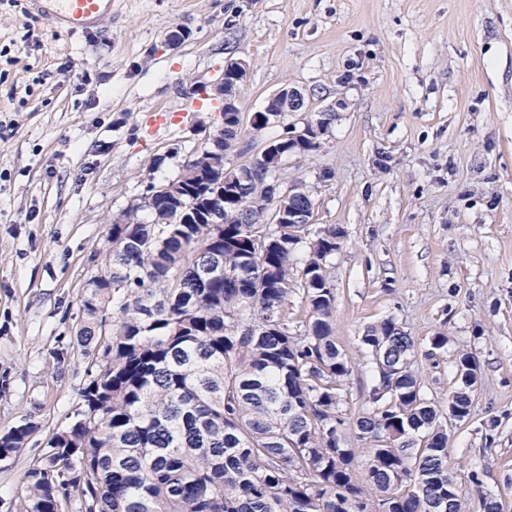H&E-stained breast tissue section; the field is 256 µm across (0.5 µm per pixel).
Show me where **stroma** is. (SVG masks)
Returning a JSON list of instances; mask_svg holds the SVG:
<instances>
[{"label":"stroma","instance_id":"1","mask_svg":"<svg viewBox=\"0 0 512 512\" xmlns=\"http://www.w3.org/2000/svg\"><path fill=\"white\" fill-rule=\"evenodd\" d=\"M229 59L249 66L244 115L286 85L304 94L293 123L335 105L287 179L311 192L314 227L344 232L336 345L359 360L364 330L393 319L443 407L452 355L471 353L479 380L450 462L466 512L483 492L512 512V0H113L74 36L0 0V430L36 426L0 461V512H24V473L87 382L80 289L107 215L210 147L221 103L193 87Z\"/></svg>","mask_w":512,"mask_h":512}]
</instances>
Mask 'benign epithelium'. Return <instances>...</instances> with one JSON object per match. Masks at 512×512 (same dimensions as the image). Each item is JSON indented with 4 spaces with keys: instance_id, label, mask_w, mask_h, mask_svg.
Here are the masks:
<instances>
[{
    "instance_id": "obj_1",
    "label": "benign epithelium",
    "mask_w": 512,
    "mask_h": 512,
    "mask_svg": "<svg viewBox=\"0 0 512 512\" xmlns=\"http://www.w3.org/2000/svg\"><path fill=\"white\" fill-rule=\"evenodd\" d=\"M249 66L241 60H229L224 63V78L217 84L216 93L222 97L223 112H237L238 93L242 85L247 81ZM303 103V94L296 88L279 90L271 95L266 104L251 115V125L262 126L266 122L269 112H278L280 116L276 121L289 113L297 112ZM324 113H319L317 118L308 119L302 129H297L293 124L288 125V141L299 142L305 139L314 144L320 143V138L325 135ZM280 154L275 152V146H268L263 152L262 163L250 171L227 172L224 179V191L231 192L237 197L249 201L266 196L275 204L272 220L275 224H308L311 208L305 206L299 208H285L280 205L282 197L275 196L276 189L280 185L277 170L279 168Z\"/></svg>"
}]
</instances>
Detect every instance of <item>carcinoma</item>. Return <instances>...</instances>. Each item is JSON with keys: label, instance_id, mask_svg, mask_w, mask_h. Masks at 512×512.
I'll return each mask as SVG.
<instances>
[{"label": "carcinoma", "instance_id": "obj_1", "mask_svg": "<svg viewBox=\"0 0 512 512\" xmlns=\"http://www.w3.org/2000/svg\"><path fill=\"white\" fill-rule=\"evenodd\" d=\"M225 168L221 136L183 169L180 197L112 214L80 292L89 380L24 474L26 512H60L70 488L81 512H462L448 424L471 414L475 358H453L441 410L415 374L412 337L392 320L372 326L360 343L375 384L344 415L356 364L336 346L327 273L342 232L268 224L263 199L242 223L241 199L213 200ZM216 255L221 272L202 280ZM294 295L300 321L288 317ZM34 428L24 417L0 431V455ZM352 430L371 444L361 461L345 445Z\"/></svg>", "mask_w": 512, "mask_h": 512}]
</instances>
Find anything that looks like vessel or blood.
<instances>
[{
    "instance_id": "1",
    "label": "vessel or blood",
    "mask_w": 512,
    "mask_h": 512,
    "mask_svg": "<svg viewBox=\"0 0 512 512\" xmlns=\"http://www.w3.org/2000/svg\"><path fill=\"white\" fill-rule=\"evenodd\" d=\"M32 13L76 35L97 26L112 13V0H29Z\"/></svg>"
}]
</instances>
